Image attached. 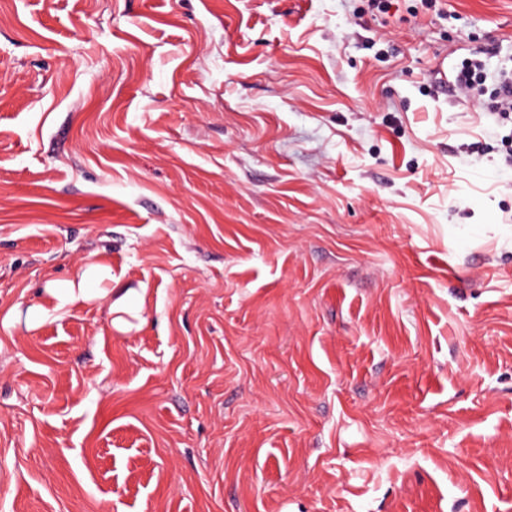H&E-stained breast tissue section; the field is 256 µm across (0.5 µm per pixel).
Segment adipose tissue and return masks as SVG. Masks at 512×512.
<instances>
[{
	"label": "adipose tissue",
	"mask_w": 512,
	"mask_h": 512,
	"mask_svg": "<svg viewBox=\"0 0 512 512\" xmlns=\"http://www.w3.org/2000/svg\"><path fill=\"white\" fill-rule=\"evenodd\" d=\"M112 268L102 261L84 264L75 276L67 279L47 281L44 293L50 298L51 308L33 306L27 310L12 307L5 316V325L18 323L32 329L38 326L48 315L49 310L67 311L75 307L99 303L107 305L112 318L111 326L126 331L130 321L140 318L145 304V291L141 288H128L120 296L112 294Z\"/></svg>",
	"instance_id": "1"
}]
</instances>
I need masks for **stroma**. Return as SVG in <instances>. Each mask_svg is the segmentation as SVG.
I'll list each match as a JSON object with an SVG mask.
<instances>
[{
    "label": "stroma",
    "mask_w": 512,
    "mask_h": 512,
    "mask_svg": "<svg viewBox=\"0 0 512 512\" xmlns=\"http://www.w3.org/2000/svg\"><path fill=\"white\" fill-rule=\"evenodd\" d=\"M483 49L481 94L443 90ZM512 0H0V512H512ZM495 96L496 108L504 118H511L512 112V74H501ZM112 267L102 261L84 264L72 278L48 280L44 293L50 298L53 311H67L91 303L105 304L111 316L110 325L127 331L130 323L124 316L140 319L145 304V289L123 288L112 301ZM112 314L117 316L112 318Z\"/></svg>",
    "instance_id": "stroma-1"
}]
</instances>
